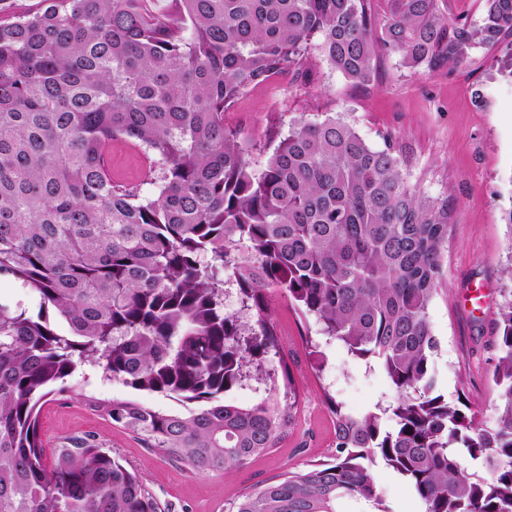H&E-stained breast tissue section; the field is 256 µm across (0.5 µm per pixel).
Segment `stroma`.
<instances>
[{
	"mask_svg": "<svg viewBox=\"0 0 512 512\" xmlns=\"http://www.w3.org/2000/svg\"><path fill=\"white\" fill-rule=\"evenodd\" d=\"M313 69L309 84L280 78L253 89L225 113V124L249 137L258 162L265 159L270 130L287 133L295 120L321 112L343 113L371 146L382 147L387 134L397 138L410 160L411 182L430 196L447 198L455 218L444 248L442 285L429 307L439 340L436 387L450 401L465 399L491 418L497 393L491 374L494 323L512 290L507 275L512 224L506 221L512 211V37L473 49L463 64L434 71L412 73L399 68L396 58H384L375 81L363 88L353 87L323 58L314 59ZM268 298L301 392L295 427L269 455L217 474L182 468L112 424L88 400L134 397L170 411L178 410V403L134 392L90 364L69 379V393L49 396L42 407L40 430L47 450L72 437L95 435L142 474L167 512H230L257 483L327 458L334 424L326 395L360 414L387 399L385 377L348 360L335 346L325 351L323 372H316L302 344L304 336L315 335L316 324L298 315L279 289L269 288Z\"/></svg>",
	"mask_w": 512,
	"mask_h": 512,
	"instance_id": "35a3bbf8",
	"label": "stroma"
}]
</instances>
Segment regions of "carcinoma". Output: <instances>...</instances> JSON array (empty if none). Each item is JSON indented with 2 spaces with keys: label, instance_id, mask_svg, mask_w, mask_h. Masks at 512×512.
<instances>
[{
  "label": "carcinoma",
  "instance_id": "1",
  "mask_svg": "<svg viewBox=\"0 0 512 512\" xmlns=\"http://www.w3.org/2000/svg\"><path fill=\"white\" fill-rule=\"evenodd\" d=\"M383 2L378 15L371 0H40L0 16V280L38 304L0 301V512H164L93 436L46 459L41 403L85 363L184 405L87 398L189 471L277 447L300 400L288 363L268 367L281 352L269 286L325 343L379 367L391 397L352 414L325 394L331 455L257 484L233 512H392L379 463L421 512H512V298L495 320L491 421L432 374L448 199L409 180L392 136L375 148L336 112L271 136L259 168L224 126L253 88L308 83L316 55L359 87L391 54L433 70L512 37V0H484L477 28L439 0ZM114 140L144 149L141 182L112 179ZM226 284L243 315L224 310ZM304 342L322 372L321 342ZM252 382L256 401L228 398Z\"/></svg>",
  "mask_w": 512,
  "mask_h": 512
}]
</instances>
